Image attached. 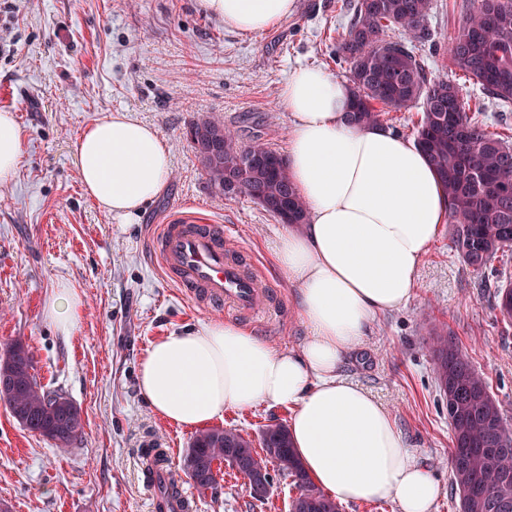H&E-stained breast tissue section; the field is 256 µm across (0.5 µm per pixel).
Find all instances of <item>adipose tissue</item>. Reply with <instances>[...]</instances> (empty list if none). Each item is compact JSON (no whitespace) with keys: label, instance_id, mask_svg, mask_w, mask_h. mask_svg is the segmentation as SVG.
Returning <instances> with one entry per match:
<instances>
[{"label":"adipose tissue","instance_id":"obj_1","mask_svg":"<svg viewBox=\"0 0 512 512\" xmlns=\"http://www.w3.org/2000/svg\"><path fill=\"white\" fill-rule=\"evenodd\" d=\"M197 5L243 35L269 30L296 10V0ZM279 98L290 116L288 168L308 221L280 236L272 259L297 289L308 335L300 350L284 351L221 319L170 334L142 359L140 392L157 416L186 429L228 409H289L295 454L316 487L343 503L389 501L398 512H432L441 493L433 472L414 460L394 416L340 371L376 318L412 298L418 270L448 222V196L415 139L347 121V81L302 66ZM74 153L86 196L128 225L163 192L172 168L157 128L122 112L88 124ZM21 157L20 129L1 112L0 182L14 176ZM81 309L79 293L62 284L44 316L68 336Z\"/></svg>","mask_w":512,"mask_h":512}]
</instances>
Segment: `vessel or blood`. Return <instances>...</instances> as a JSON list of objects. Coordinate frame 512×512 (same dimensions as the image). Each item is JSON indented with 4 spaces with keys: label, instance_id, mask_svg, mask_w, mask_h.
Returning <instances> with one entry per match:
<instances>
[{
    "label": "vessel or blood",
    "instance_id": "1",
    "mask_svg": "<svg viewBox=\"0 0 512 512\" xmlns=\"http://www.w3.org/2000/svg\"><path fill=\"white\" fill-rule=\"evenodd\" d=\"M154 254L166 274L200 304H227L261 317L266 308L262 279L250 270L219 224L192 215H172L161 225Z\"/></svg>",
    "mask_w": 512,
    "mask_h": 512
}]
</instances>
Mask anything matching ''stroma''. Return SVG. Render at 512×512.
<instances>
[{
  "mask_svg": "<svg viewBox=\"0 0 512 512\" xmlns=\"http://www.w3.org/2000/svg\"><path fill=\"white\" fill-rule=\"evenodd\" d=\"M345 2L297 0L288 21L243 36L200 13L196 0H0V113H13L23 135L22 164L0 182V352L22 339L41 383L71 399L84 421L81 438L59 449L0 403V503L9 512H154L141 449H166L175 468L194 433L157 417L140 393L139 365L153 342L224 319L276 348L301 347L297 289L272 262L284 224L250 197L211 187L188 131L215 118L242 141L258 135L286 152L290 119L279 88L288 76L300 66L349 76L329 55L347 27ZM118 111L156 127L172 156L163 193L129 227L85 195L74 161L82 129ZM179 211L231 228L271 292L265 318L201 307L164 274L154 241ZM451 233L444 225L409 303L380 316L342 366L394 416L416 462L436 476L432 512H459L448 410L433 370L436 331L468 353L512 425V323L501 321L485 274L452 250ZM60 282L83 299L68 336L43 316ZM289 418L288 409L262 405L227 410L217 425L255 440ZM180 485L194 512H289L296 495L277 475L268 501L255 502L229 469L204 492L185 477Z\"/></svg>",
  "mask_w": 512,
  "mask_h": 512,
  "instance_id": "35a3bbf8",
  "label": "stroma"
}]
</instances>
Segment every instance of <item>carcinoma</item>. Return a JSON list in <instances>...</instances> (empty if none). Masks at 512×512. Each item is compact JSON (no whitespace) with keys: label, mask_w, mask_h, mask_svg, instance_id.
<instances>
[{"label":"carcinoma","mask_w":512,"mask_h":512,"mask_svg":"<svg viewBox=\"0 0 512 512\" xmlns=\"http://www.w3.org/2000/svg\"><path fill=\"white\" fill-rule=\"evenodd\" d=\"M434 0H350L346 32L336 39V63L349 68L353 124L382 122L381 104L392 110L416 107L422 115L414 136L438 172L448 194L453 224L451 247L475 270H490L498 253L512 250V142L487 131L483 110L466 107L458 84L449 76L431 77L420 49L438 50L437 34L428 24ZM461 23L445 53L450 72L460 73L507 110L512 106V0H460ZM397 29L404 38H387ZM190 133L219 144L222 162L204 167L216 189L240 175V162L251 156L239 192L249 196L284 224H303L304 201L291 179L286 158L256 137L247 143L219 120L203 119ZM496 307L504 322H512V282L497 286ZM433 365L442 398L448 379L463 390L454 413L451 470L459 491L460 512H497L491 508L503 493L512 496V429L503 420L487 379L472 366L462 349L439 333L433 345ZM0 402L13 418L58 448L73 445L83 433L79 409L63 393L41 385L33 357L22 339L14 340L0 360ZM492 441L511 447L498 454L480 449ZM473 449L468 461L457 460V445ZM264 455L235 428L205 429L186 448L180 470L199 491L217 479L212 463L226 455L242 465L268 458L272 470L291 478L297 489L296 512H339L337 503L318 489L304 472L288 428L268 425L259 438ZM481 484L484 496H469L468 487Z\"/></svg>","instance_id":"cac0c4a2"}]
</instances>
